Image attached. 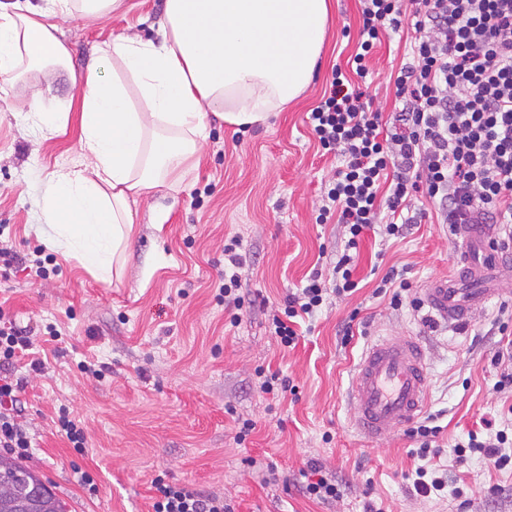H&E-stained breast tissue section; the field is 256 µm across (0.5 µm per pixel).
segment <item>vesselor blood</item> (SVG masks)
Returning <instances> with one entry per match:
<instances>
[{
  "label": "vessel or blood",
  "instance_id": "1",
  "mask_svg": "<svg viewBox=\"0 0 512 512\" xmlns=\"http://www.w3.org/2000/svg\"><path fill=\"white\" fill-rule=\"evenodd\" d=\"M458 235L455 272L430 282L423 295L439 316L462 322L500 295L499 282L512 271V251L497 246L498 229L492 224H463ZM428 388L424 352L414 338L372 345L363 353L352 381L354 423L369 438H389L422 415Z\"/></svg>",
  "mask_w": 512,
  "mask_h": 512
}]
</instances>
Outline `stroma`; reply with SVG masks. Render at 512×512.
<instances>
[{"label":"stroma","instance_id":"35a3bbf8","mask_svg":"<svg viewBox=\"0 0 512 512\" xmlns=\"http://www.w3.org/2000/svg\"><path fill=\"white\" fill-rule=\"evenodd\" d=\"M131 11L91 20L67 19L71 60L52 80L29 77V96L45 109L69 103V72L95 47L126 30L156 39L163 0H132ZM322 55L302 96L247 130L210 118L197 141L201 161L180 180L138 198L135 234L119 275L103 281L39 231L38 201L48 179L82 163L75 126L41 131L28 106L0 92V249L39 253L45 277L0 264V309L31 330L41 372L19 366L27 380L24 418L35 440L29 461L66 504L67 512H153L152 482L188 484L224 496L235 512H512V468L487 469L482 458H457L480 419L512 432V390L499 389L498 348L492 331L512 314V292L492 299L474 318L436 320L428 310L393 308L375 296L381 273L405 270L414 291L455 270L457 238L447 225L425 222L401 237L367 232L356 271L361 286L331 299L305 323L295 348L269 330L271 310L304 287L313 269L332 266L348 235L315 217L337 159L324 155L306 122L334 65H346L357 32L358 0H329ZM410 51L406 31L390 32L368 61L365 81L373 107L392 111L391 73ZM241 239V288L250 305L239 326L215 300L224 269V240ZM367 320L364 333L341 344L351 313ZM59 335L46 337L47 325ZM410 336L422 346L429 376L427 413L441 431L439 454L421 459L415 441L398 430L372 441L354 425L350 385L354 367L373 343ZM105 366L104 377L80 362ZM288 376L296 390L262 393L258 369ZM67 407L86 434L85 453L70 448L54 419ZM253 420L244 442L239 418ZM336 474L342 499L308 498L302 486L310 463ZM439 469L441 494L415 493L419 466ZM98 478L88 495L78 470ZM462 496H455V489Z\"/></svg>","mask_w":512,"mask_h":512}]
</instances>
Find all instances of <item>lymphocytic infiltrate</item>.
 <instances>
[{
  "label": "lymphocytic infiltrate",
  "instance_id": "obj_1",
  "mask_svg": "<svg viewBox=\"0 0 512 512\" xmlns=\"http://www.w3.org/2000/svg\"><path fill=\"white\" fill-rule=\"evenodd\" d=\"M410 22L411 59L394 80L399 111L384 113L349 90L341 69L308 114L321 149L341 157L316 223L344 225L349 237L329 272H312L283 310L271 318L274 335L296 346L298 321L312 318L330 296L356 291L354 277L364 232L399 237L422 223L426 210L411 206L421 195L449 231L462 224H496L502 247L512 246V0H360L355 74L366 78V58L384 31ZM239 237L224 244L217 296L231 326L241 322L243 265ZM31 348L21 327L0 323V452L25 460L33 438L22 420L25 381L15 370ZM505 431L489 439L470 433L457 456L480 454L497 470L512 465L503 453ZM153 512H234L223 497L188 485L155 480Z\"/></svg>",
  "mask_w": 512,
  "mask_h": 512
}]
</instances>
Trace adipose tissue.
Here are the masks:
<instances>
[{"label": "adipose tissue", "instance_id": "ef3b65f1", "mask_svg": "<svg viewBox=\"0 0 512 512\" xmlns=\"http://www.w3.org/2000/svg\"><path fill=\"white\" fill-rule=\"evenodd\" d=\"M124 0L0 4V82L24 97L30 74L68 66L59 16L90 19ZM328 0H164L159 41L125 32L83 71L75 109L29 112L50 131L75 123L86 164L49 180L40 217L50 247L99 279L135 230L131 205L181 176L210 117L248 127L307 88L324 46Z\"/></svg>", "mask_w": 512, "mask_h": 512}]
</instances>
